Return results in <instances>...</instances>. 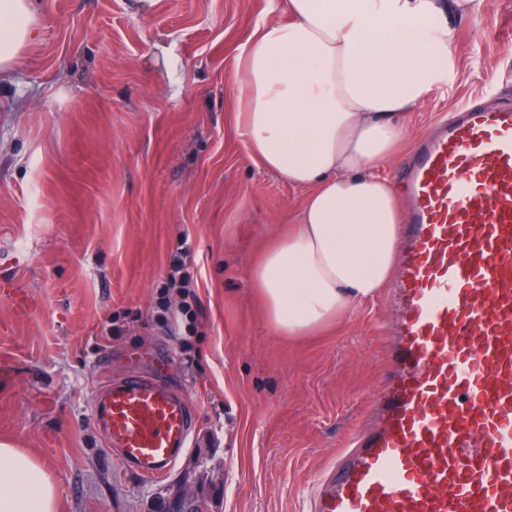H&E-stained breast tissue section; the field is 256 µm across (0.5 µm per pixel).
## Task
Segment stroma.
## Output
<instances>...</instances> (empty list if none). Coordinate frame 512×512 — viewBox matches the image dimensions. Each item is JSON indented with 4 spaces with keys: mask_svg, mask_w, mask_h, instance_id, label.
Wrapping results in <instances>:
<instances>
[{
    "mask_svg": "<svg viewBox=\"0 0 512 512\" xmlns=\"http://www.w3.org/2000/svg\"><path fill=\"white\" fill-rule=\"evenodd\" d=\"M273 2L35 0L36 42L0 82V442L46 465L59 512H152L156 496L185 481L207 491L216 476L214 512H307L365 418L384 295L284 336L252 279L305 196L254 162L234 107L240 50ZM447 17L448 74L404 116L386 175L462 104L512 100V0ZM182 243L198 283L186 354L152 317ZM161 345L195 433L169 473L143 479L92 406Z\"/></svg>",
    "mask_w": 512,
    "mask_h": 512,
    "instance_id": "stroma-1",
    "label": "stroma"
}]
</instances>
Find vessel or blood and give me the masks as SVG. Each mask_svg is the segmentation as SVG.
<instances>
[{
	"label": "vessel or blood",
	"instance_id": "vessel-or-blood-1",
	"mask_svg": "<svg viewBox=\"0 0 512 512\" xmlns=\"http://www.w3.org/2000/svg\"><path fill=\"white\" fill-rule=\"evenodd\" d=\"M385 368L355 433L310 491V512H512V105L465 108L415 148ZM108 382L94 414L144 478L193 433L159 375Z\"/></svg>",
	"mask_w": 512,
	"mask_h": 512
}]
</instances>
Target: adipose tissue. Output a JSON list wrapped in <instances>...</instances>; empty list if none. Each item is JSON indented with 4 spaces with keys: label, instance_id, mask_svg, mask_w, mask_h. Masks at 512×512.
Masks as SVG:
<instances>
[{
    "label": "adipose tissue",
    "instance_id": "1",
    "mask_svg": "<svg viewBox=\"0 0 512 512\" xmlns=\"http://www.w3.org/2000/svg\"><path fill=\"white\" fill-rule=\"evenodd\" d=\"M238 60L237 120L252 158L307 189L295 230L252 276L269 323L312 333L386 286L399 190L380 168L401 119L447 74L453 32L438 0H284ZM33 0H0V80L34 39ZM49 470L0 443V512H58Z\"/></svg>",
    "mask_w": 512,
    "mask_h": 512
}]
</instances>
